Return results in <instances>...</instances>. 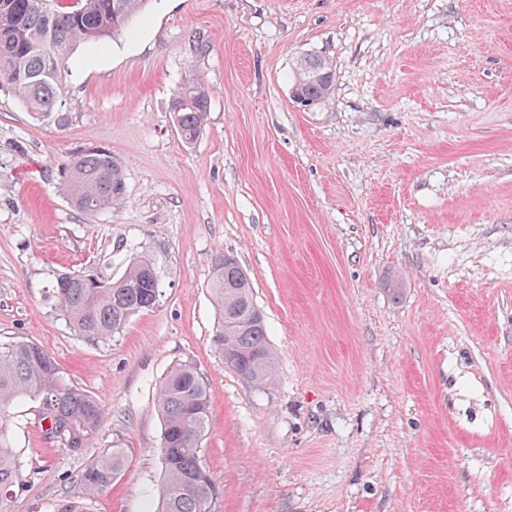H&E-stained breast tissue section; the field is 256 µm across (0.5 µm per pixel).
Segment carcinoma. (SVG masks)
<instances>
[{
    "instance_id": "obj_1",
    "label": "carcinoma",
    "mask_w": 512,
    "mask_h": 512,
    "mask_svg": "<svg viewBox=\"0 0 512 512\" xmlns=\"http://www.w3.org/2000/svg\"><path fill=\"white\" fill-rule=\"evenodd\" d=\"M150 0H0V90L5 89L37 120L65 124L64 79L80 48H94L123 31L145 12ZM335 69L319 55L297 62L292 96L313 105L335 84ZM208 90L197 80L180 87L169 104L182 139L195 142L209 112ZM60 177L73 208L110 210L126 195L119 161L104 147L77 150L62 164ZM209 292L218 311L213 343L241 377L263 387L276 377L277 360L267 340L264 315L253 285L239 263L224 255L215 261ZM161 281L151 260H133L117 280L68 273L51 284L62 316L85 339L108 344L129 318L156 305ZM39 404V415L61 433L59 444L81 454L92 447L104 412L90 393L74 386L45 350L29 341L0 342V418L21 402ZM162 419L159 453L163 482L158 512H213L216 484L205 469L202 444L210 427L207 385L190 362L174 365L157 388ZM127 464L123 448H102L78 475L87 495L106 493ZM20 480L13 445L0 426V512H11Z\"/></svg>"
}]
</instances>
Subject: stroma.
I'll return each mask as SVG.
<instances>
[{
  "label": "stroma",
  "instance_id": "obj_1",
  "mask_svg": "<svg viewBox=\"0 0 512 512\" xmlns=\"http://www.w3.org/2000/svg\"><path fill=\"white\" fill-rule=\"evenodd\" d=\"M306 54L336 71L310 109ZM191 79L211 104L188 144L168 104ZM64 102L60 126L0 91V339L39 345L104 420L76 455L14 406L12 512H156V389L182 362L209 388L216 512H512V0H151L78 51ZM90 145L122 166L119 208L69 203L59 169ZM224 254L265 315L266 388L211 341ZM140 256L156 306L78 337L50 283ZM110 446L126 469L89 497L76 475ZM295 69L291 92L296 101L299 99L316 105L329 94L335 84V69L319 55L302 57Z\"/></svg>",
  "mask_w": 512,
  "mask_h": 512
}]
</instances>
